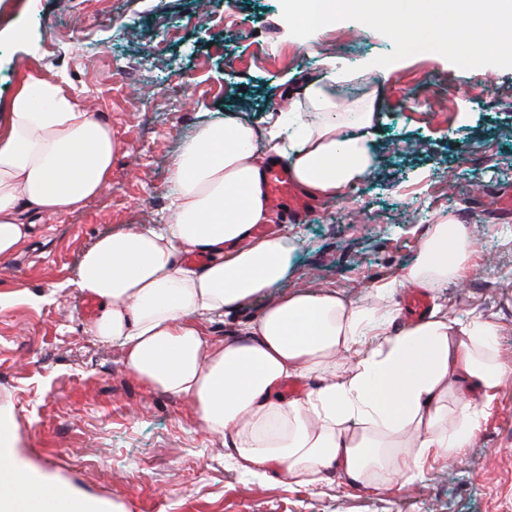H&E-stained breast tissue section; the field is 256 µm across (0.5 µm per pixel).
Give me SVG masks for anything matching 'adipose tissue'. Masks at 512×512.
Listing matches in <instances>:
<instances>
[{"label": "adipose tissue", "mask_w": 512, "mask_h": 512, "mask_svg": "<svg viewBox=\"0 0 512 512\" xmlns=\"http://www.w3.org/2000/svg\"><path fill=\"white\" fill-rule=\"evenodd\" d=\"M328 68L272 104L263 123L230 112L200 125L172 161L167 223L99 237L82 256L78 286L102 304L92 335L117 345L143 383L190 401L199 427L223 436L238 472L318 487L339 470L349 485L379 492L410 479L427 456L452 459L469 447L512 364L487 319L461 327L436 305L392 332L389 319L336 289L279 293L298 238L288 224L258 230L272 221L268 164L284 165L312 196L339 201L376 163L375 98L339 106L343 71ZM261 139L268 153H257ZM118 150L111 126L63 82L23 76L0 114V259L25 249L38 218L102 195ZM191 254L202 263L188 262ZM473 255L467 225H430L415 264L378 289L462 281ZM259 296L267 304L250 313ZM234 312L232 332L214 339L212 316ZM294 378L312 385L284 394ZM74 504L108 512L22 468L11 469L0 494V512H69Z\"/></svg>", "instance_id": "ef3b65f1"}]
</instances>
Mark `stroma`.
I'll return each mask as SVG.
<instances>
[{
    "instance_id": "1",
    "label": "stroma",
    "mask_w": 512,
    "mask_h": 512,
    "mask_svg": "<svg viewBox=\"0 0 512 512\" xmlns=\"http://www.w3.org/2000/svg\"><path fill=\"white\" fill-rule=\"evenodd\" d=\"M279 0H7L39 41L36 55L0 38V109L17 77L64 81L95 101L119 142L108 189L44 221L0 260V406L12 410L25 469L109 503L114 512H512V378L460 459L431 455L408 484L382 492L334 475L319 487L233 472L190 404L151 390L118 348L87 331L94 313L77 286L83 253L123 224L166 223L168 174L182 142L225 112L263 116L272 101L324 73L344 49L355 70L339 103L379 91L373 175L344 200H314L296 223L294 270L280 286L333 287L373 307L375 284L410 267L426 228L470 226L474 268L430 292L458 325L490 318L512 358V69L463 70L435 52L385 67L392 41L362 23L328 28L314 49L285 34Z\"/></svg>"
}]
</instances>
